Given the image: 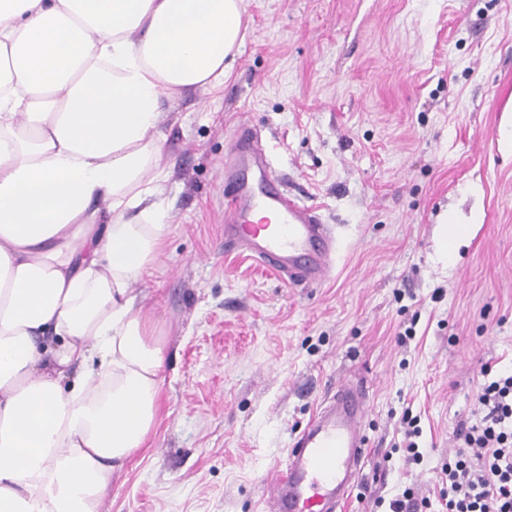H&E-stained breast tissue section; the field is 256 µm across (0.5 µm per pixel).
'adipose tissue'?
Returning a JSON list of instances; mask_svg holds the SVG:
<instances>
[{
  "label": "adipose tissue",
  "instance_id": "obj_1",
  "mask_svg": "<svg viewBox=\"0 0 512 512\" xmlns=\"http://www.w3.org/2000/svg\"><path fill=\"white\" fill-rule=\"evenodd\" d=\"M243 11L0 0V512H97L157 423L163 100L223 82Z\"/></svg>",
  "mask_w": 512,
  "mask_h": 512
}]
</instances>
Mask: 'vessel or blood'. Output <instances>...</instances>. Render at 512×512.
I'll return each instance as SVG.
<instances>
[{"label": "vessel or blood", "mask_w": 512, "mask_h": 512, "mask_svg": "<svg viewBox=\"0 0 512 512\" xmlns=\"http://www.w3.org/2000/svg\"><path fill=\"white\" fill-rule=\"evenodd\" d=\"M232 153L224 164V179L232 186L225 200V243L276 271L322 281L332 269L336 241L320 207L288 198L250 130H241ZM261 211L273 213L275 223H255ZM367 411L361 390H337L335 400L294 437L285 463L273 469L270 512H336L362 469Z\"/></svg>", "instance_id": "vessel-or-blood-1"}]
</instances>
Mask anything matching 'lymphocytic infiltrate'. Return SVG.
Listing matches in <instances>:
<instances>
[{"label": "lymphocytic infiltrate", "mask_w": 512, "mask_h": 512, "mask_svg": "<svg viewBox=\"0 0 512 512\" xmlns=\"http://www.w3.org/2000/svg\"><path fill=\"white\" fill-rule=\"evenodd\" d=\"M480 388L473 421H460L457 446L439 473L442 512H512V372Z\"/></svg>", "instance_id": "lymphocytic-infiltrate-1"}]
</instances>
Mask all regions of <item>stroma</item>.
Returning <instances> with one entry per match:
<instances>
[{"label":"stroma","instance_id":"stroma-1","mask_svg":"<svg viewBox=\"0 0 512 512\" xmlns=\"http://www.w3.org/2000/svg\"><path fill=\"white\" fill-rule=\"evenodd\" d=\"M245 6L223 84L164 104L170 227L136 283L168 348L160 415L98 512H265L270 469L344 382L369 409L342 512H385L377 498L408 487L435 498L482 368L512 370V0ZM241 126L332 227L321 283L225 252Z\"/></svg>","mask_w":512,"mask_h":512}]
</instances>
